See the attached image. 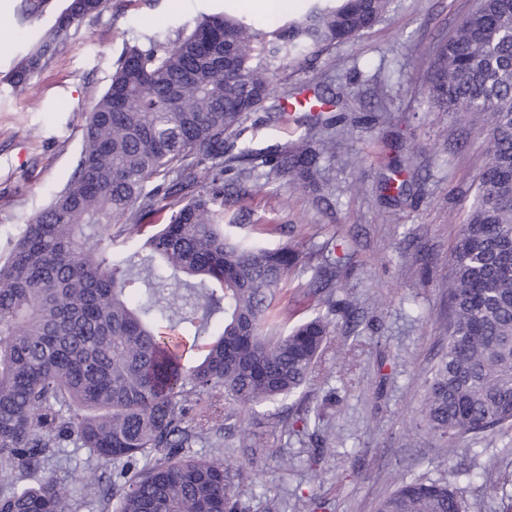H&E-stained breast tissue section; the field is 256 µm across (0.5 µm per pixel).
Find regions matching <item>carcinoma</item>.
<instances>
[{
	"mask_svg": "<svg viewBox=\"0 0 512 512\" xmlns=\"http://www.w3.org/2000/svg\"><path fill=\"white\" fill-rule=\"evenodd\" d=\"M104 0H73L10 79L25 83ZM391 0H304L264 32L204 14L173 38L128 48L92 96L72 177L0 257V512H76L48 465L62 443L112 462L89 486L100 512H249L234 493L242 466L183 452L221 428L224 403L281 402L309 381L330 344L344 258L323 248L307 295L326 307L282 334L278 306L304 267L224 225V138L269 97L268 62L300 63L381 23ZM432 101L485 117L488 158L448 274L447 347L431 371L422 425L453 454L512 425V0H475L429 60ZM313 141L265 160L267 176L315 185L336 136L317 114ZM159 183L146 189L149 180ZM410 191L396 166L385 183ZM164 223H159L165 211ZM144 243L112 250V226ZM205 299L206 315L181 301ZM239 447L268 453L255 433ZM37 480L29 484L27 478ZM509 481L485 493L512 512ZM378 512H469L443 479L402 483Z\"/></svg>",
	"mask_w": 512,
	"mask_h": 512,
	"instance_id": "1",
	"label": "carcinoma"
}]
</instances>
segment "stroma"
Wrapping results in <instances>:
<instances>
[{"mask_svg": "<svg viewBox=\"0 0 512 512\" xmlns=\"http://www.w3.org/2000/svg\"><path fill=\"white\" fill-rule=\"evenodd\" d=\"M20 19V0H0V253L50 202L73 173L81 151L91 96L111 82L127 46L143 36H175L200 14L228 12L272 31L298 14L288 0L269 19L261 0H107L45 57L25 87L12 88V72L30 55L66 0H37ZM474 0H394L387 18L355 40L307 62L270 65L274 93L248 115L234 149L263 154L299 143L305 114L274 122L289 93L322 85L348 90L330 113L345 148L323 159L316 188L288 178L258 180L241 232L266 246L291 244L303 254L335 239L349 258L336 288L348 311L333 315L331 344L311 381L278 405L229 407L218 441L236 447L241 430L256 429L271 414L296 415L324 407L318 429L285 427L262 435L272 454L239 455L246 479L236 489L250 512L265 500L279 512L300 501H321L324 512H375L400 482L444 478L462 489L472 512H499L483 492L486 480L512 473V429L467 441L447 455L441 440L418 422L425 383L446 347L448 270L456 238L472 202L487 154L481 122H459L428 96L427 55L445 39ZM415 167L418 187L401 203L386 202L383 177L393 161ZM335 439L332 453L311 461L314 448ZM51 468L65 478L79 512H98L86 479L110 470L86 450L65 445ZM262 488L264 499L253 498Z\"/></svg>", "mask_w": 512, "mask_h": 512, "instance_id": "stroma-1", "label": "stroma"}]
</instances>
